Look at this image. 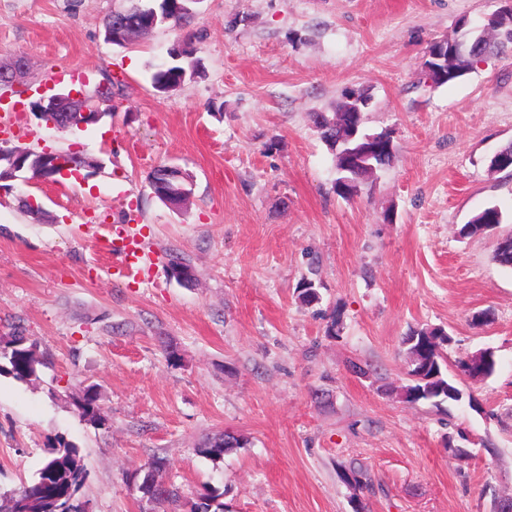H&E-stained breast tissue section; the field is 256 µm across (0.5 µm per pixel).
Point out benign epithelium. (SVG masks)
<instances>
[{
    "label": "benign epithelium",
    "instance_id": "7a95c632",
    "mask_svg": "<svg viewBox=\"0 0 512 512\" xmlns=\"http://www.w3.org/2000/svg\"><path fill=\"white\" fill-rule=\"evenodd\" d=\"M155 21L154 17H120L116 27L125 31L127 40L133 42L140 37L141 31L153 28ZM27 70L28 62L23 57H15L6 62L1 61L0 86L10 88L19 86ZM85 86L86 81L81 79L79 88H71L49 97L41 96L37 98V102L43 107V112L55 113L60 111L61 104L64 102L81 103L85 101ZM105 116L106 112L101 109L91 112L83 108L78 112L66 113L59 124L50 119L46 125L56 130L62 125L74 132L98 124ZM343 157L346 158L347 170L375 173V166L370 162L371 154L363 153L356 148H348L343 152ZM92 162L93 159L78 152L71 151L65 155L46 149L35 151L30 148H13L10 139L0 140V181H14L21 177L28 184L35 181L46 182L48 181V178L45 177L47 173L54 177L66 175L72 170L88 169ZM191 186L190 179L181 169L171 166L168 167L167 172L161 174V179L154 180L151 184L153 194L176 210L186 205L191 196Z\"/></svg>",
    "mask_w": 512,
    "mask_h": 512
}]
</instances>
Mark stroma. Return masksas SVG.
<instances>
[{"label":"stroma","mask_w":512,"mask_h":512,"mask_svg":"<svg viewBox=\"0 0 512 512\" xmlns=\"http://www.w3.org/2000/svg\"><path fill=\"white\" fill-rule=\"evenodd\" d=\"M123 3L0 0V59L25 57L31 90L123 85L111 116L75 134L0 105L16 145L99 163L85 179L0 184V336L23 330L46 362L36 381L0 375V491L32 480L61 437L83 456L90 512H184L206 482L223 484L226 512H494L512 499V269L493 259L512 235V176L489 168L512 141V48L445 85L424 76L432 42L507 0H198L202 74L168 93L151 76L174 31L105 42ZM349 89L369 96L364 130L389 131L396 156L346 199L312 115ZM162 164L191 177L182 210L149 187ZM494 205L499 227L460 235ZM116 224L145 248L129 274L114 266ZM173 254L192 284L171 277ZM307 283L318 302L300 300ZM422 327L450 336L448 360L493 351L494 373L460 378L457 402H406L402 341ZM89 387L97 425L74 405ZM221 433L243 447L196 454ZM154 456L179 493L156 509L128 482ZM353 463L370 487L344 481Z\"/></svg>","instance_id":"stroma-1"}]
</instances>
